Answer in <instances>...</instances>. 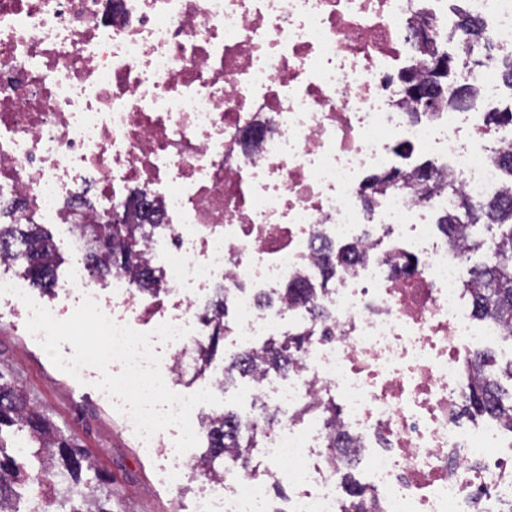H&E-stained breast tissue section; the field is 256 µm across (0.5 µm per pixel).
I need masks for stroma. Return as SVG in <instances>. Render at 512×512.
<instances>
[{
    "label": "stroma",
    "instance_id": "35a3bbf8",
    "mask_svg": "<svg viewBox=\"0 0 512 512\" xmlns=\"http://www.w3.org/2000/svg\"><path fill=\"white\" fill-rule=\"evenodd\" d=\"M0 372L83 449L112 492V512H194L193 488L161 484L154 453L140 447L89 382L56 368L22 321L0 318Z\"/></svg>",
    "mask_w": 512,
    "mask_h": 512
}]
</instances>
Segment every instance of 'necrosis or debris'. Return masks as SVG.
Returning a JSON list of instances; mask_svg holds the SVG:
<instances>
[{"label":"necrosis or debris","mask_w":512,"mask_h":512,"mask_svg":"<svg viewBox=\"0 0 512 512\" xmlns=\"http://www.w3.org/2000/svg\"><path fill=\"white\" fill-rule=\"evenodd\" d=\"M461 15L512 52V0H0V210L61 226L76 251L75 201L88 224L127 208L161 274L155 290L123 270L101 288L82 266L63 300L139 332L190 327L160 369L191 393L215 294L230 357L305 339L287 373L245 383L239 432L262 472L225 452L194 512H351L348 460L367 512H512V425L465 403L471 358L512 334L475 312L469 228L434 222L456 194L502 195L512 125L413 113L401 80L424 60L416 21L440 51ZM416 149L455 193L425 191ZM394 169L409 184L365 203ZM346 252L325 281L324 254ZM294 284L310 303L286 298ZM177 436L146 443L171 486L196 472Z\"/></svg>","instance_id":"4bbe7bcc"}]
</instances>
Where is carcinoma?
<instances>
[{"mask_svg": "<svg viewBox=\"0 0 512 512\" xmlns=\"http://www.w3.org/2000/svg\"><path fill=\"white\" fill-rule=\"evenodd\" d=\"M459 37L466 44L468 54L462 58L466 66L478 69L483 60L473 58L474 48L484 42L479 25L466 16L457 23ZM442 90L437 98L448 101L450 108H467L476 101L480 87L476 83L456 86L443 77ZM403 184L400 174L386 173L371 177L365 187L373 191L378 186L397 188ZM494 224L499 230L497 241L501 247L494 250L493 260L481 265L476 274L487 282L488 287L477 289L474 299L476 312L481 317L491 316L512 330V199L492 198L474 202L463 194L458 195L454 212L442 216L440 230L451 236L457 225ZM83 241L85 263L101 280L112 275V270L134 268L139 285L146 287L154 282V276L142 260L135 224L84 225ZM5 250L24 265L31 285L49 289L57 277L59 265L58 247L45 235L37 224L0 223V251ZM135 260H130V255ZM224 304L214 303L207 314L212 332L207 346L199 348L201 365L209 364L224 339ZM270 364L278 369L288 368V345L270 347L263 352L245 353L239 357L234 370L228 371L225 380L234 372L244 375L251 372L254 361ZM493 362L489 355L473 358L472 365L479 381L466 395L467 406L477 412H487L512 423V391L502 384V379L512 380V364L502 372L493 374L487 367ZM207 439L205 453L196 461L198 468L208 472L215 462L224 458V449H238V458L247 461V448L238 442L237 416L224 411L202 419ZM92 465L84 463L82 449L75 441L59 434L43 411L30 404L23 390L4 379L0 372V512H9L14 490L25 483L42 490L47 512H82V503L89 501L92 512H111L106 508L109 496L103 493L104 481L100 475L85 476Z\"/></svg>", "mask_w": 512, "mask_h": 512, "instance_id": "obj_1", "label": "carcinoma"}]
</instances>
